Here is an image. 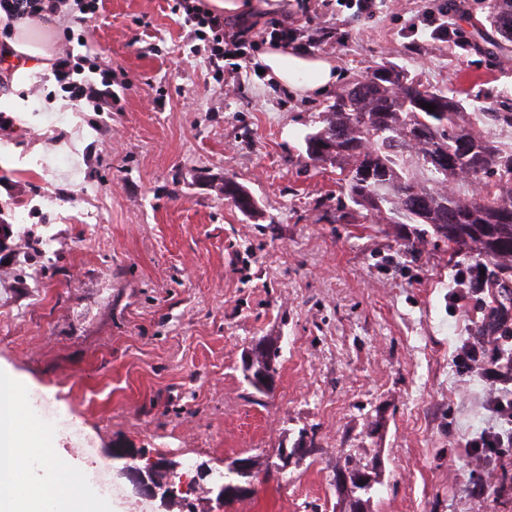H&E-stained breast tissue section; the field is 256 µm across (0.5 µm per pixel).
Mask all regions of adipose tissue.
Here are the masks:
<instances>
[{"label":"adipose tissue","instance_id":"1","mask_svg":"<svg viewBox=\"0 0 512 512\" xmlns=\"http://www.w3.org/2000/svg\"><path fill=\"white\" fill-rule=\"evenodd\" d=\"M212 4L239 20L288 14V0H212ZM56 20L49 12L24 17L0 35L11 73L10 111H23L21 93L31 76L49 69L53 55L49 25ZM261 59L268 78L295 95L321 96L339 76L331 60L301 49H269ZM23 399V385L12 374L0 372V512H103L105 501L83 485L81 474L54 457L51 430L24 410Z\"/></svg>","mask_w":512,"mask_h":512}]
</instances>
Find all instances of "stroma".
<instances>
[{"label":"stroma","mask_w":512,"mask_h":512,"mask_svg":"<svg viewBox=\"0 0 512 512\" xmlns=\"http://www.w3.org/2000/svg\"><path fill=\"white\" fill-rule=\"evenodd\" d=\"M95 26L59 14L55 55L96 64L76 82L123 73L112 111L75 106L37 73L25 111L0 110V370L74 421L55 451L79 472L117 448L197 476L183 512H336V463L379 457L371 512H512V454L488 494L464 443L490 423L482 383L452 360L479 329L453 304L455 253L410 224L358 209L303 137L352 80L390 62L484 107L512 105V53L475 50L489 0H298L296 46L331 59L332 91L296 96L256 71L254 34L236 79L217 74L172 0H99ZM454 42L433 39L440 24ZM233 179L253 215L224 198ZM52 241L25 258L17 215ZM280 341L270 394L246 380L245 353ZM318 449L219 505L220 473L274 459L300 431Z\"/></svg>","instance_id":"obj_1"}]
</instances>
